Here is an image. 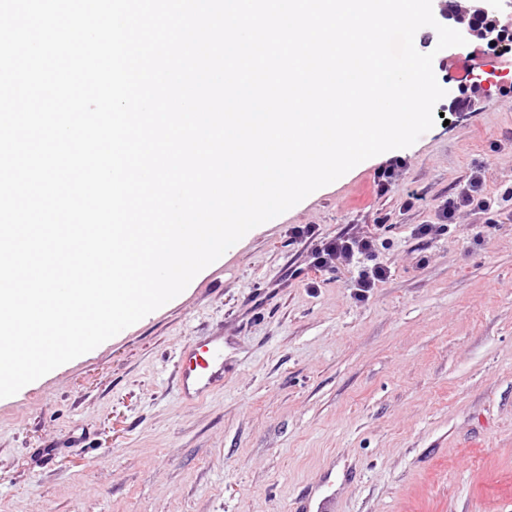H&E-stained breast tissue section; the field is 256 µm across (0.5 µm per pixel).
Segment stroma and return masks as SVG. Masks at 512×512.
<instances>
[{
  "instance_id": "35a3bbf8",
  "label": "stroma",
  "mask_w": 512,
  "mask_h": 512,
  "mask_svg": "<svg viewBox=\"0 0 512 512\" xmlns=\"http://www.w3.org/2000/svg\"><path fill=\"white\" fill-rule=\"evenodd\" d=\"M444 122L248 232L173 300L0 399V512H293L325 473L335 512H512V49L437 50ZM399 179L378 191L390 159ZM370 231L316 272L315 239ZM224 340V383L186 399L182 349ZM484 180L480 177L476 178L469 186L464 189L457 197L456 200H448V203L443 205L440 210V218L443 222H448V229L450 224H453L456 211L460 207H473L480 211L490 209V199L485 197L483 193ZM390 276V270L382 262H375L373 265L368 266L362 271L354 288L356 289V296L359 299L368 298V293L376 288L377 284L384 282Z\"/></svg>"
}]
</instances>
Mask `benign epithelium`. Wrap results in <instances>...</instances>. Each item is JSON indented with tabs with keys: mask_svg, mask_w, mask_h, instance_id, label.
Instances as JSON below:
<instances>
[{
	"mask_svg": "<svg viewBox=\"0 0 512 512\" xmlns=\"http://www.w3.org/2000/svg\"><path fill=\"white\" fill-rule=\"evenodd\" d=\"M470 6L459 12L448 0H433V7L444 20L452 22L465 37L481 42L495 39L502 29L512 27V3L509 0H469Z\"/></svg>",
	"mask_w": 512,
	"mask_h": 512,
	"instance_id": "obj_1",
	"label": "benign epithelium"
}]
</instances>
